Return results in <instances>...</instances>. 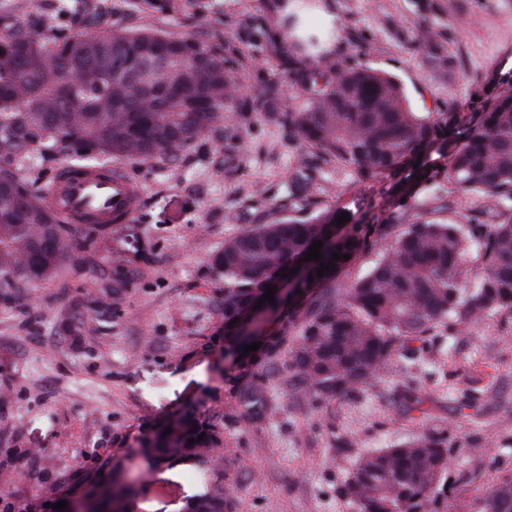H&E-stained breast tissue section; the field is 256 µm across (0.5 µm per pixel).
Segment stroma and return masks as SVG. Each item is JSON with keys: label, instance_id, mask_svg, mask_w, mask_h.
Instances as JSON below:
<instances>
[{"label": "stroma", "instance_id": "35a3bbf8", "mask_svg": "<svg viewBox=\"0 0 512 512\" xmlns=\"http://www.w3.org/2000/svg\"><path fill=\"white\" fill-rule=\"evenodd\" d=\"M53 3L0 0V13L81 31L79 17ZM81 12L212 44L232 58L242 95L273 81L277 111L299 102L274 0H81ZM425 18L452 60L445 69L410 49ZM304 23L342 25L329 66L352 63L355 41L365 42L364 64L396 76L417 111L474 123L512 96V0H327ZM228 131L202 138L176 165L126 163L142 193L133 221L108 225L52 281L0 309V512H50L116 472L142 478L128 512H184L201 490L190 479L198 463L152 466L137 450L188 415L215 422L235 451L237 512H355L341 487L357 458L429 428L451 442L454 486L439 512L460 500L482 512L487 486L512 471V315L462 328L452 341L430 339L421 357L438 374L415 379L422 409L400 401L405 375L394 365L359 396L323 407L273 381L274 407L260 428L235 412L224 384V278L210 258L225 237L286 202L296 151L287 129L260 112L231 113ZM447 162L439 143L400 188L359 185L332 169L316 193L380 223L400 202L447 195L429 180ZM461 403L471 415L454 414Z\"/></svg>", "mask_w": 512, "mask_h": 512}]
</instances>
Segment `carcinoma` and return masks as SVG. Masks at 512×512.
<instances>
[{
  "mask_svg": "<svg viewBox=\"0 0 512 512\" xmlns=\"http://www.w3.org/2000/svg\"><path fill=\"white\" fill-rule=\"evenodd\" d=\"M94 37L93 55L78 48L91 35L46 36L11 15H0V302L15 304L16 293L51 281L72 251L75 233L92 244L101 224H63L41 189L19 172L52 151L78 168L103 161L169 164L199 138L214 132L226 112H270L279 94L268 83L243 98L234 68L217 49L194 39L173 38L149 27L118 23ZM336 39L323 29L298 40L286 56L288 73L301 89L299 103L274 115L296 144L297 177L282 207L259 219L211 256L224 275V352L241 358L238 372L224 375L235 394L239 416L267 419L273 406L270 377L316 406L355 397L389 369L393 360L409 380L399 396L421 403L411 377L419 368L415 342L437 331L453 336L461 327L491 314L512 313V97L497 101L477 124H463L451 113L436 116L413 110L401 82L382 70L358 64L323 67L313 58ZM412 50L435 66L451 64L421 23ZM97 68V78L59 86L63 69ZM456 141L448 167L433 173L453 191L479 202L463 224L450 216V203L392 212L383 223L363 224L345 205L323 206L310 187L328 166L344 169L357 184L378 178L396 183L418 155L438 141ZM300 216H292V213ZM350 214L345 232L326 244L335 219ZM323 242L321 261L302 262L314 241ZM335 261L324 276L320 264ZM371 257L367 268L346 281L354 265ZM304 264L303 272L288 271ZM314 281H309V275ZM293 280L288 298L274 294L262 308L277 316L278 328L255 337L260 348L240 336L241 320L266 294L265 286ZM204 435V440L189 439ZM215 423L184 419L169 434L157 432L143 445L149 461L178 455L202 458L203 493L186 512H236L238 490L233 451L221 453ZM115 512H127L136 482L114 476L108 484ZM342 494L361 512H438L448 498V436L423 430L412 439L361 457L344 481ZM485 512H512V471L490 485Z\"/></svg>",
  "mask_w": 512,
  "mask_h": 512,
  "instance_id": "carcinoma-1",
  "label": "carcinoma"
}]
</instances>
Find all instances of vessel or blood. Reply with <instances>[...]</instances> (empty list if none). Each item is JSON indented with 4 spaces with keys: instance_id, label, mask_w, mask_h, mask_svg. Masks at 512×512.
Listing matches in <instances>:
<instances>
[{
    "instance_id": "b4317fda",
    "label": "vessel or blood",
    "mask_w": 512,
    "mask_h": 512,
    "mask_svg": "<svg viewBox=\"0 0 512 512\" xmlns=\"http://www.w3.org/2000/svg\"><path fill=\"white\" fill-rule=\"evenodd\" d=\"M47 195L65 223L93 217L103 224H124L136 215L141 192L120 165L110 164L96 170L65 168Z\"/></svg>"
}]
</instances>
